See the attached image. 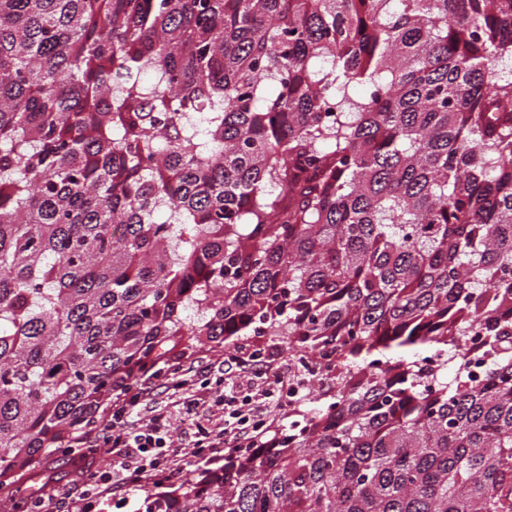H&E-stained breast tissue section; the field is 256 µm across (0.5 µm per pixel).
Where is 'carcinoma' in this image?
<instances>
[{"label":"carcinoma","instance_id":"obj_1","mask_svg":"<svg viewBox=\"0 0 512 512\" xmlns=\"http://www.w3.org/2000/svg\"><path fill=\"white\" fill-rule=\"evenodd\" d=\"M505 61L512 0H0V489L280 336L323 397L145 512H512Z\"/></svg>","mask_w":512,"mask_h":512}]
</instances>
